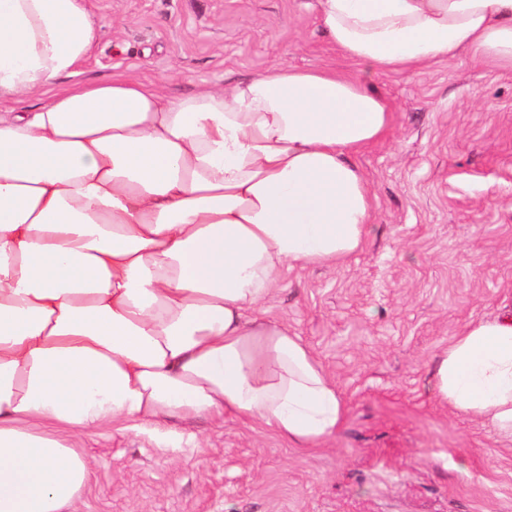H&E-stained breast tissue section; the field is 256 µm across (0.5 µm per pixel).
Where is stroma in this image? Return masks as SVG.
I'll return each instance as SVG.
<instances>
[{
  "label": "stroma",
  "instance_id": "1",
  "mask_svg": "<svg viewBox=\"0 0 512 512\" xmlns=\"http://www.w3.org/2000/svg\"><path fill=\"white\" fill-rule=\"evenodd\" d=\"M313 0H87L103 25L79 75L165 79L186 94L274 66L331 67L392 104L356 161L372 194L363 249L287 271L265 303L335 382L336 437L292 447L233 416L175 422L181 441L77 437L95 478L77 512H512V445L451 412L434 359L512 303V70L461 54L414 73L356 66Z\"/></svg>",
  "mask_w": 512,
  "mask_h": 512
}]
</instances>
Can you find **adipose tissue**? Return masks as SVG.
<instances>
[{
  "label": "adipose tissue",
  "mask_w": 512,
  "mask_h": 512,
  "mask_svg": "<svg viewBox=\"0 0 512 512\" xmlns=\"http://www.w3.org/2000/svg\"><path fill=\"white\" fill-rule=\"evenodd\" d=\"M350 63L411 72L460 54L512 67V0H315ZM86 0H0V98L77 75ZM391 106L332 68L282 65L167 94L116 76L0 114V512H74V432L227 415L296 448L333 439L336 385L265 300L286 270L342 265L374 219L354 154ZM437 400L512 443V307L436 359Z\"/></svg>",
  "instance_id": "ef3b65f1"
}]
</instances>
